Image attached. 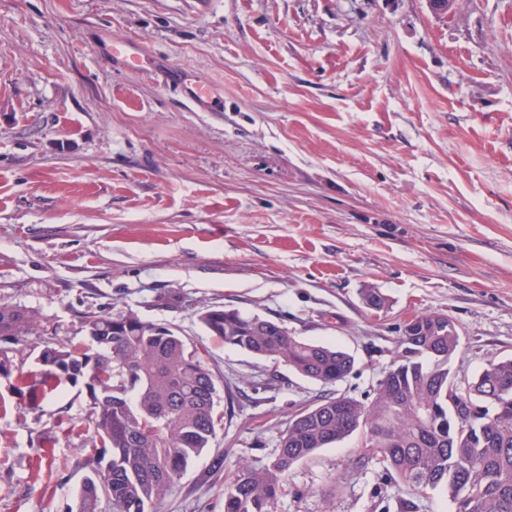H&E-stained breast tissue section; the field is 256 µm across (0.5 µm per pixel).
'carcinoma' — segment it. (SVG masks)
<instances>
[{
    "mask_svg": "<svg viewBox=\"0 0 512 512\" xmlns=\"http://www.w3.org/2000/svg\"><path fill=\"white\" fill-rule=\"evenodd\" d=\"M423 336H401L397 360L360 400L323 397L289 421L274 462L245 465L224 489V512H271L288 471L317 450L358 430L365 441L356 464L383 465L412 491L443 490L455 512H512V358L491 360L462 387L450 374L460 336L447 315L418 313ZM199 319L214 340L287 365L323 384L354 368L347 352L303 340L284 325L222 306ZM38 314L0 303V372L11 353L36 332ZM87 344H48L40 380L22 379L32 400L48 387L84 381L97 445L76 512H148L175 490L189 463L210 447L222 416L216 381L199 349L163 323L133 311L91 313L81 325ZM466 392L475 411L455 421L448 393Z\"/></svg>",
    "mask_w": 512,
    "mask_h": 512,
    "instance_id": "cac0c4a2",
    "label": "carcinoma"
}]
</instances>
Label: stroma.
Returning <instances> with one entry per match:
<instances>
[{"instance_id":"1","label":"stroma","mask_w":512,"mask_h":512,"mask_svg":"<svg viewBox=\"0 0 512 512\" xmlns=\"http://www.w3.org/2000/svg\"><path fill=\"white\" fill-rule=\"evenodd\" d=\"M0 302L40 317L0 375V512L76 506L87 389L33 409L19 379L89 313L174 326L217 381L216 437L156 512H224L238 462L274 461L300 407L366 398L415 314L456 322V379L512 357V0H0ZM211 306L355 368L327 386L214 342ZM362 442L295 463L272 512H454L354 470Z\"/></svg>"}]
</instances>
